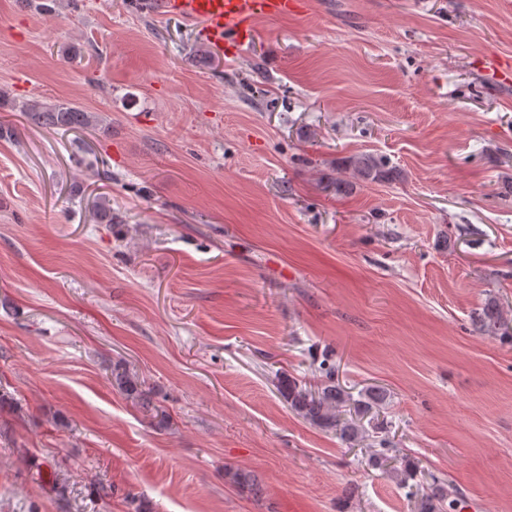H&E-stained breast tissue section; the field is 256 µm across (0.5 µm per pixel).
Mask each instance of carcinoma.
Here are the masks:
<instances>
[{"mask_svg":"<svg viewBox=\"0 0 512 512\" xmlns=\"http://www.w3.org/2000/svg\"><path fill=\"white\" fill-rule=\"evenodd\" d=\"M24 113L28 122L38 128L53 130H83L98 123L99 117L68 101H43L30 99L14 105ZM354 174L362 180L384 181L394 178L395 170L387 167L371 155L355 156L350 160ZM93 218L99 224L112 223V205L106 196L97 198L93 205ZM479 330L491 336L507 337V319L500 306L490 301L475 316ZM320 385L312 389L307 385L286 378L281 382L280 392L288 405L309 424L332 431L343 442L353 445L364 438L366 430L363 420L376 412L385 400L386 393L372 388L352 400L351 395L335 379V366L331 359H323L318 368ZM112 379L122 391L129 395L138 393V380L126 366L118 364L112 370ZM230 481L247 491L254 499L264 496L265 488L251 472L236 470L227 473ZM431 484L422 490L418 498V512H447L455 509L457 498L444 479L432 474Z\"/></svg>","mask_w":512,"mask_h":512,"instance_id":"obj_1","label":"carcinoma"}]
</instances>
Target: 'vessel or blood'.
<instances>
[{
    "label": "vessel or blood",
    "instance_id": "b4317fda",
    "mask_svg": "<svg viewBox=\"0 0 512 512\" xmlns=\"http://www.w3.org/2000/svg\"><path fill=\"white\" fill-rule=\"evenodd\" d=\"M304 8L303 0H160L162 15H175L201 25L207 46L240 53L248 47L255 24Z\"/></svg>",
    "mask_w": 512,
    "mask_h": 512
}]
</instances>
